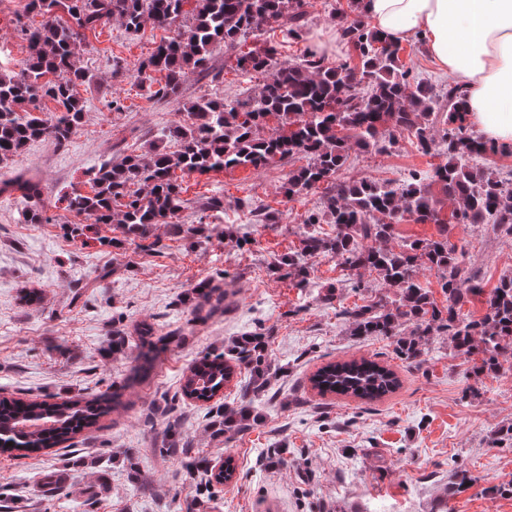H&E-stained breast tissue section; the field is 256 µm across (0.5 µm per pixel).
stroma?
Returning a JSON list of instances; mask_svg holds the SVG:
<instances>
[{
    "instance_id": "35a3bbf8",
    "label": "stroma",
    "mask_w": 512,
    "mask_h": 512,
    "mask_svg": "<svg viewBox=\"0 0 512 512\" xmlns=\"http://www.w3.org/2000/svg\"><path fill=\"white\" fill-rule=\"evenodd\" d=\"M25 0H0V69L15 70L27 55L16 18ZM302 37L278 27L269 34L283 59L295 61L324 42L332 64L356 62L353 47L337 48V14H351L353 0H305ZM166 30L133 32L111 20L87 32L80 66L87 78L77 92L83 122L66 145L31 142L0 164V182L23 174L39 180L46 223L23 221L18 194H0V393L23 399L62 400L119 392L121 406L100 418L95 430L28 458L0 454V512H512V495L490 498L492 486H512V444L491 447L490 437L512 424V354L500 373L474 382L447 337H432L425 360L402 362L385 336H351L344 308L391 302L396 292L370 270H347L319 255L306 287L295 286L274 263L299 249L298 229L322 212L326 187L294 197L281 188L300 157L261 169L235 168L183 179L185 224L205 222L197 239L159 231L123 242L119 225L95 224L84 236L66 235L75 222L64 194L89 192V170L124 155L147 153L166 127L183 120L182 100L203 94L234 97L262 78L224 64L216 47L210 64L219 80L191 72L181 100L148 97L136 70ZM121 77H113L114 68ZM119 108H110L112 100ZM447 157L421 153L408 134L386 152L349 151L337 183L361 179L405 181L432 172ZM224 198L219 213L199 205ZM268 206L276 224L255 223L252 212ZM447 231L465 249V262L484 293L468 299L460 314L472 320L486 311L484 295L512 273V237L491 226L449 223L447 228L406 218L394 225L389 247ZM362 281L360 291L349 280ZM207 280L224 294L220 309L197 307L194 285ZM38 289L40 302L22 301ZM151 325L162 350L144 377H133L135 343ZM269 337L268 357L277 371L255 396L261 419L233 438L214 434L210 404L184 397L180 384L203 357L226 352L256 328ZM129 349H112L114 335ZM367 358L399 378L393 393L366 402L320 395L310 378L330 362ZM190 441L193 456L211 466L233 459L234 479L221 492L198 495L197 474L166 444ZM468 470L474 484L450 487V475Z\"/></svg>"
}]
</instances>
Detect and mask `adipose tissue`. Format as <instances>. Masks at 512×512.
Returning <instances> with one entry per match:
<instances>
[{
    "label": "adipose tissue",
    "instance_id": "ef3b65f1",
    "mask_svg": "<svg viewBox=\"0 0 512 512\" xmlns=\"http://www.w3.org/2000/svg\"><path fill=\"white\" fill-rule=\"evenodd\" d=\"M360 12L389 42L422 37L439 70L464 90L468 125L512 147V0H360Z\"/></svg>",
    "mask_w": 512,
    "mask_h": 512
}]
</instances>
